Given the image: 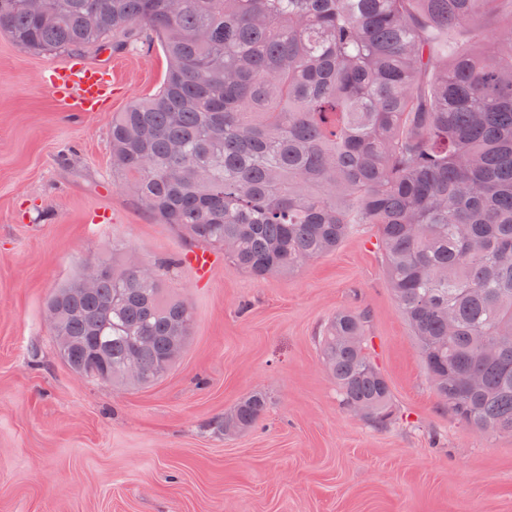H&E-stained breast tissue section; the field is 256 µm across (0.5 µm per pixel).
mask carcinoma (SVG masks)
<instances>
[{"mask_svg": "<svg viewBox=\"0 0 512 512\" xmlns=\"http://www.w3.org/2000/svg\"><path fill=\"white\" fill-rule=\"evenodd\" d=\"M0 0V30L34 53L79 52L155 34L168 59L157 93L112 121V173L160 224L224 251L236 270L293 273L356 224L376 227L394 300L448 413L512 433V0ZM482 49L448 58L465 26ZM121 277L90 292L80 274L48 299L75 371L128 386L165 375L194 313L155 276L94 258ZM365 311L319 336L345 409L391 423V391L368 352ZM254 392L213 422L254 427Z\"/></svg>", "mask_w": 512, "mask_h": 512, "instance_id": "obj_1", "label": "carcinoma"}]
</instances>
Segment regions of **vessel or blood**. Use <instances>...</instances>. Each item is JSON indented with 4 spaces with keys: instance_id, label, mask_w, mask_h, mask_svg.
I'll return each instance as SVG.
<instances>
[{
    "instance_id": "obj_1",
    "label": "vessel or blood",
    "mask_w": 512,
    "mask_h": 512,
    "mask_svg": "<svg viewBox=\"0 0 512 512\" xmlns=\"http://www.w3.org/2000/svg\"><path fill=\"white\" fill-rule=\"evenodd\" d=\"M106 69L73 63L50 69L46 83L60 99L76 100L79 111H95L105 94Z\"/></svg>"
}]
</instances>
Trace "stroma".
I'll list each match as a JSON object with an SVG mask.
<instances>
[{
	"label": "stroma",
	"instance_id": "obj_1",
	"mask_svg": "<svg viewBox=\"0 0 512 512\" xmlns=\"http://www.w3.org/2000/svg\"><path fill=\"white\" fill-rule=\"evenodd\" d=\"M112 71L97 111L46 86L73 60ZM166 56L140 47L26 51L0 32V512H512V437L453 418L434 392L384 272L375 226L291 274L256 279L223 252L170 272L194 310L176 364L147 387L74 373L45 300L82 258L151 264L192 253L112 179V120L160 87ZM370 314V353L392 393L380 429L348 412L317 337L337 312ZM258 426L211 423L254 392Z\"/></svg>",
	"mask_w": 512,
	"mask_h": 512
}]
</instances>
